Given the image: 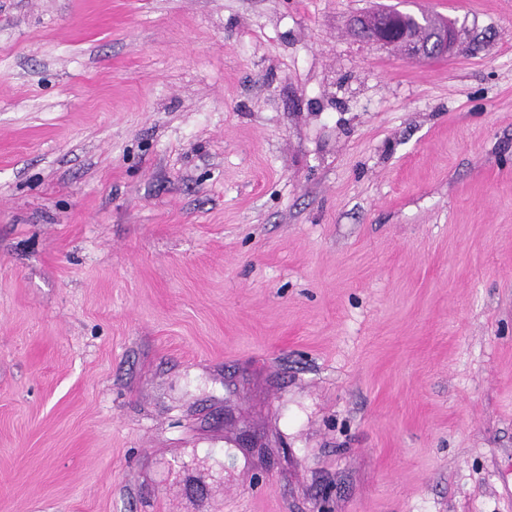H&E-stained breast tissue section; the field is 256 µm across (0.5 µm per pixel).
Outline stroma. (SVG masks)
Returning a JSON list of instances; mask_svg holds the SVG:
<instances>
[{
  "label": "stroma",
  "mask_w": 512,
  "mask_h": 512,
  "mask_svg": "<svg viewBox=\"0 0 512 512\" xmlns=\"http://www.w3.org/2000/svg\"><path fill=\"white\" fill-rule=\"evenodd\" d=\"M0 512H512V0H0ZM355 27L358 28L360 37L368 42L401 45L403 55L408 60L425 61L445 57L455 43L448 22L443 20L437 42L426 49L415 29L406 25L404 13L395 9L377 10L371 12L367 18L361 16L356 20Z\"/></svg>",
  "instance_id": "obj_1"
}]
</instances>
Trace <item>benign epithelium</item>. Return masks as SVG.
Wrapping results in <instances>:
<instances>
[{
    "instance_id": "obj_1",
    "label": "benign epithelium",
    "mask_w": 512,
    "mask_h": 512,
    "mask_svg": "<svg viewBox=\"0 0 512 512\" xmlns=\"http://www.w3.org/2000/svg\"><path fill=\"white\" fill-rule=\"evenodd\" d=\"M355 27L360 37L368 42L401 45L403 55L408 60L425 61L445 57L455 43L448 22L443 20L437 42L429 47L424 46L415 29L406 25L404 13L395 9L377 10L366 17L362 16L356 21Z\"/></svg>"
}]
</instances>
